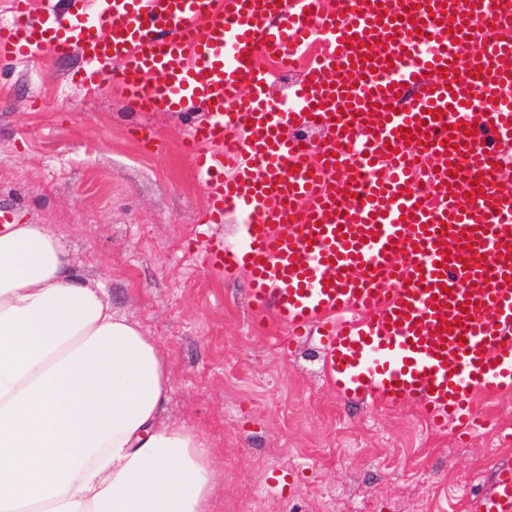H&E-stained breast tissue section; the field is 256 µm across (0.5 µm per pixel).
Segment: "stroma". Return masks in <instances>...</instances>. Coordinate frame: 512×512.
Wrapping results in <instances>:
<instances>
[{"instance_id":"1","label":"stroma","mask_w":512,"mask_h":512,"mask_svg":"<svg viewBox=\"0 0 512 512\" xmlns=\"http://www.w3.org/2000/svg\"><path fill=\"white\" fill-rule=\"evenodd\" d=\"M80 54L0 60V209L60 235L77 269L107 288L169 364L159 426L194 425L217 474L216 512H466L512 446V394L479 397L490 429L458 441L397 408L345 400L324 380L313 337L253 325L245 279L211 274L191 239L236 243L242 218L204 224L206 199L181 140L205 119L133 109L118 84L84 97ZM296 479H289V472Z\"/></svg>"}]
</instances>
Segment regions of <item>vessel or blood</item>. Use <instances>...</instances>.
<instances>
[{
    "label": "vessel or blood",
    "mask_w": 512,
    "mask_h": 512,
    "mask_svg": "<svg viewBox=\"0 0 512 512\" xmlns=\"http://www.w3.org/2000/svg\"><path fill=\"white\" fill-rule=\"evenodd\" d=\"M14 9L0 58L78 51L85 95L113 78L141 112L205 105L183 141L204 221L247 218L241 244L202 241L208 268L246 277L257 316L316 337L340 394L415 401L462 437L484 428L476 394L512 390V0ZM302 58L273 102L262 60ZM471 509L512 512V468Z\"/></svg>",
    "instance_id": "vessel-or-blood-1"
}]
</instances>
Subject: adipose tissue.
<instances>
[{"instance_id":"obj_1","label":"adipose tissue","mask_w":512,"mask_h":512,"mask_svg":"<svg viewBox=\"0 0 512 512\" xmlns=\"http://www.w3.org/2000/svg\"><path fill=\"white\" fill-rule=\"evenodd\" d=\"M168 363L44 224L0 232V512H213L190 424L158 427Z\"/></svg>"}]
</instances>
